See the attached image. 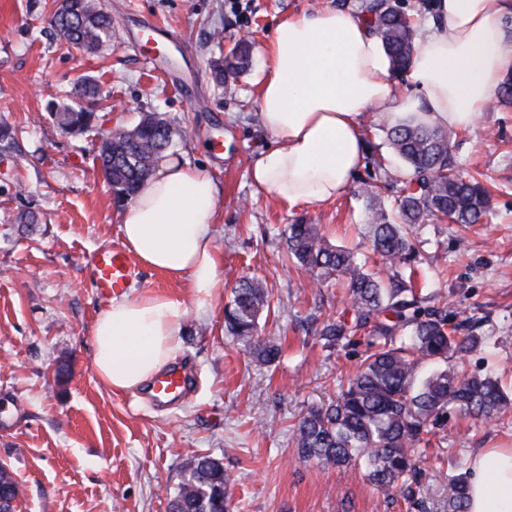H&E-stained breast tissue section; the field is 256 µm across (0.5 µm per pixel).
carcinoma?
I'll return each mask as SVG.
<instances>
[{
    "instance_id": "1",
    "label": "carcinoma",
    "mask_w": 512,
    "mask_h": 512,
    "mask_svg": "<svg viewBox=\"0 0 512 512\" xmlns=\"http://www.w3.org/2000/svg\"><path fill=\"white\" fill-rule=\"evenodd\" d=\"M380 39L394 76H407L414 51L411 19L399 0H363L357 7ZM50 25L62 42L88 52L112 39V14L105 0H61ZM248 64V42L240 41L224 58L219 79L236 75ZM97 84L88 79L74 91L78 100L56 105L53 122L82 135L96 126ZM494 104L512 106V74L501 83ZM393 152L405 163L409 177L395 191L390 205L380 200L376 181L382 164L374 163L375 181H365L358 195L366 199L365 224L372 250L386 263L407 262L413 252L411 228L430 218L450 224H478L491 205L485 184L463 175L440 129L397 127L387 131ZM184 140L183 130L159 112H149L126 128L116 129L97 158L105 179L122 198L134 197L146 184L168 150ZM287 258L313 276V283L334 275L346 281L351 318L326 322L319 336L329 344L368 334V350L358 371L336 401L312 407L293 431L301 460L331 464L346 471L362 468L381 489L399 488L405 501L413 499L407 482L414 475L420 447L448 410L456 409L479 423L497 420L512 406L497 376L469 375L461 368L464 356L482 349L486 338L461 333L451 324L447 306L428 305L435 296L422 295L397 274L382 278L365 268L357 254L326 240L316 224H290L285 230ZM224 320L230 334L264 362L280 357V349L257 334L259 315L270 307L269 289L260 279H244L232 291ZM231 475L209 456H195L170 495L169 512H225ZM445 512H467L469 479L450 478ZM17 483L0 466V500L14 509Z\"/></svg>"
}]
</instances>
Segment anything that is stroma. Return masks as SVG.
<instances>
[{"label": "stroma", "mask_w": 512, "mask_h": 512, "mask_svg": "<svg viewBox=\"0 0 512 512\" xmlns=\"http://www.w3.org/2000/svg\"><path fill=\"white\" fill-rule=\"evenodd\" d=\"M110 47L81 52L53 36L55 0H0V123L16 131L0 149V464L18 484L14 512H167L187 462L207 455L234 477L235 512H442L451 476L467 471L479 448H512V407L478 424L449 412L424 448L415 496L375 487L363 471L301 462L294 425L345 388L367 339L326 345L315 330L336 319L345 291L336 279L310 286L285 258L282 235L297 222L320 225L336 246L357 250L368 269L384 261L357 234L367 202L356 190L333 202L292 209L256 191L249 169L271 143L259 121L255 80L277 23L336 0H106ZM166 28L197 74L194 97L149 70L132 37L142 20ZM249 68L216 86L214 68L241 36ZM100 87L95 131L54 127L48 107L68 102L77 82ZM161 112L186 136L173 153L220 181L215 243L221 286L209 314H198L185 284L141 269L127 292H162L187 313L178 362L196 374L193 392L167 407L142 390L115 393L97 378L92 328L108 302L84 273L95 252L121 245L120 214L96 157L98 136L140 113ZM450 143L463 172L491 191L482 223L420 225L414 253L400 265L416 287L438 293L451 322L479 320L486 347L465 358L469 373L495 370L512 386V108L489 109L474 130ZM33 214L35 224L18 223ZM243 277L271 292L258 332L281 354L260 361L227 331L224 309Z\"/></svg>", "instance_id": "35a3bbf8"}]
</instances>
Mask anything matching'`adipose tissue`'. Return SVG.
<instances>
[{"instance_id": "ef3b65f1", "label": "adipose tissue", "mask_w": 512, "mask_h": 512, "mask_svg": "<svg viewBox=\"0 0 512 512\" xmlns=\"http://www.w3.org/2000/svg\"><path fill=\"white\" fill-rule=\"evenodd\" d=\"M419 26L406 80L393 77L380 41L349 8L324 7L278 22L256 81L259 119L273 143L250 169L257 190L293 208L336 200L364 164V120L474 128L506 72L512 0H435ZM219 187L174 157L159 161L121 218L124 246L141 265L185 281L200 313L217 295L214 242ZM185 310L166 294L112 302L94 322L93 366L112 391L138 388L175 356ZM468 512H512V448L468 461Z\"/></svg>"}]
</instances>
